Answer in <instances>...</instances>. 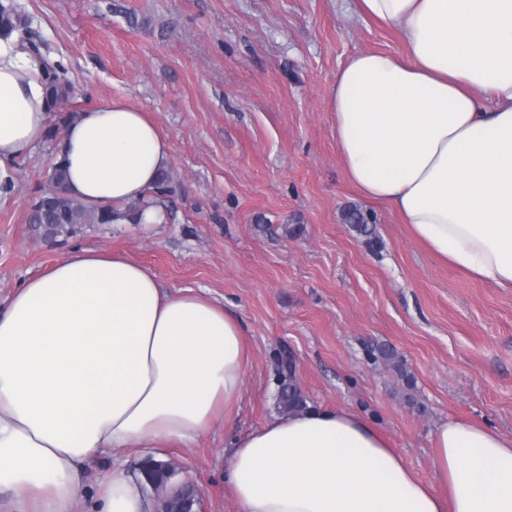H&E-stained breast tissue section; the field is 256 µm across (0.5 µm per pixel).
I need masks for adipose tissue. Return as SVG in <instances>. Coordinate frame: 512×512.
<instances>
[{"label": "adipose tissue", "mask_w": 512, "mask_h": 512, "mask_svg": "<svg viewBox=\"0 0 512 512\" xmlns=\"http://www.w3.org/2000/svg\"><path fill=\"white\" fill-rule=\"evenodd\" d=\"M404 51H364L330 108L348 180L392 207L432 254L512 290V0H356ZM41 62L0 38V195L51 114ZM69 195L95 208L141 199L170 162L157 123L114 98L76 113L58 147ZM250 362L218 301L171 291L124 252L72 249L0 308V494L5 512H74L96 457L196 443L231 423ZM238 512H512V438L441 423L440 498L359 413L309 408L231 442ZM99 512H144L113 467Z\"/></svg>", "instance_id": "1"}]
</instances>
